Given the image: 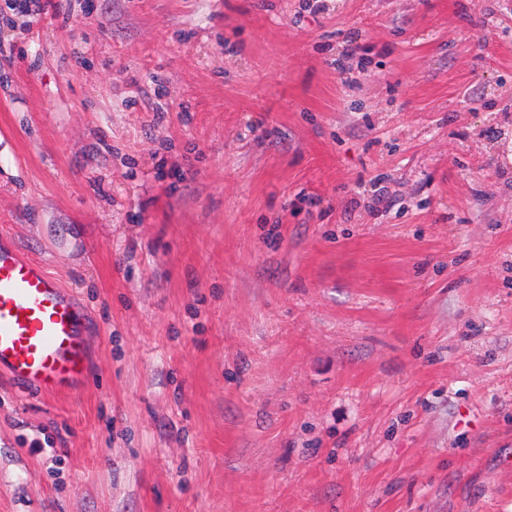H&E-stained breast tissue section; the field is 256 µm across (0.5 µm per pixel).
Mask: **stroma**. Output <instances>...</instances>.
<instances>
[{
	"mask_svg": "<svg viewBox=\"0 0 512 512\" xmlns=\"http://www.w3.org/2000/svg\"><path fill=\"white\" fill-rule=\"evenodd\" d=\"M324 3L0 15V234L92 361L0 380V512H512V0Z\"/></svg>",
	"mask_w": 512,
	"mask_h": 512,
	"instance_id": "1",
	"label": "stroma"
}]
</instances>
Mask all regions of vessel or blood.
<instances>
[{
    "instance_id": "b4317fda",
    "label": "vessel or blood",
    "mask_w": 512,
    "mask_h": 512,
    "mask_svg": "<svg viewBox=\"0 0 512 512\" xmlns=\"http://www.w3.org/2000/svg\"><path fill=\"white\" fill-rule=\"evenodd\" d=\"M88 315L45 264L0 244V377L21 392L67 394L90 374Z\"/></svg>"
}]
</instances>
